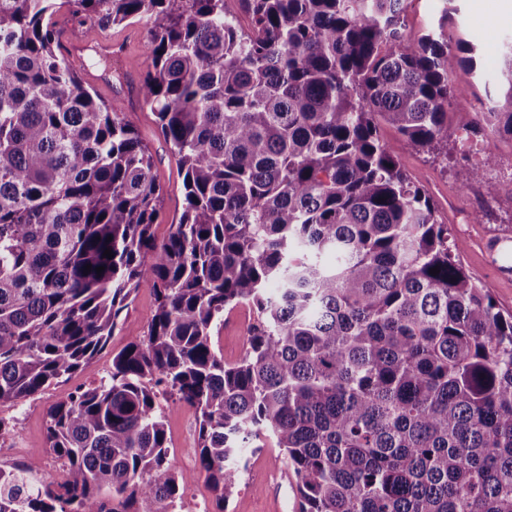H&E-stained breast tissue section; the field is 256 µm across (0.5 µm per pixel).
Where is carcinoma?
Instances as JSON below:
<instances>
[{
	"mask_svg": "<svg viewBox=\"0 0 512 512\" xmlns=\"http://www.w3.org/2000/svg\"><path fill=\"white\" fill-rule=\"evenodd\" d=\"M240 2L248 32L224 0H0V407L71 378L155 295L109 379L47 412L67 480L0 464V512H180L161 394L198 412L219 502L262 435L299 512H512V314L380 135L448 144L473 47L405 43V0ZM63 7L149 24L140 94L185 193L160 244L153 155L62 54ZM503 62L505 105L455 130L468 182L495 162L479 134L512 137V42ZM243 302L256 322L227 364L211 332Z\"/></svg>",
	"mask_w": 512,
	"mask_h": 512,
	"instance_id": "cac0c4a2",
	"label": "carcinoma"
}]
</instances>
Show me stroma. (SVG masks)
Here are the masks:
<instances>
[{
  "label": "stroma",
  "mask_w": 512,
  "mask_h": 512,
  "mask_svg": "<svg viewBox=\"0 0 512 512\" xmlns=\"http://www.w3.org/2000/svg\"><path fill=\"white\" fill-rule=\"evenodd\" d=\"M57 20L65 42L81 44L89 38L118 46L107 67L84 59L74 68L85 87L101 99H119L127 119L151 150L154 172L162 188L161 213L154 232L157 240H164L171 224L178 221L185 200L177 161L139 91L150 69L145 51L149 26L143 20L109 28L90 26L64 9ZM437 29L443 30L449 41H468L478 59L477 71L457 70L451 80L453 96L460 104L452 124L458 127L479 121L482 112L475 109V101L489 105L502 96L494 77L501 66L503 41L512 35V15L490 6L479 7L478 0H408L406 41ZM381 135L393 147L411 180L430 196L440 220L463 240V266L489 289L502 312L512 313V140L490 137L485 146L496 161L486 168L481 179L467 184L456 157L445 160L416 152L387 126L382 127ZM153 307L151 289H140L128 310L121 314L105 349L68 382L50 386L19 406L0 408V417L17 422L15 434L0 440V463L36 460L44 474H62L61 461L49 452L48 408L76 388L93 387L107 378L113 355L146 336ZM255 320L253 311L241 305L226 312L223 324L214 328V346L225 362H236L243 355L248 329ZM158 402L167 414L171 450L184 480V503L204 500L207 512H295L293 485L281 482L276 475L287 460L271 439L261 437L258 447L247 450L238 491L221 504L206 490L205 475L198 468V421L194 410L167 396L159 397Z\"/></svg>",
  "instance_id": "obj_1"
}]
</instances>
